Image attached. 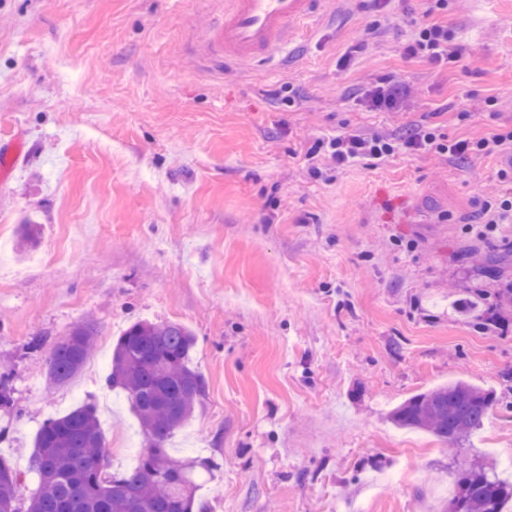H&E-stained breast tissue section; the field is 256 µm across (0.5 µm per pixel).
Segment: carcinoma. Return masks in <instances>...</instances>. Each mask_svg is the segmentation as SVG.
Instances as JSON below:
<instances>
[{
    "instance_id": "1",
    "label": "carcinoma",
    "mask_w": 512,
    "mask_h": 512,
    "mask_svg": "<svg viewBox=\"0 0 512 512\" xmlns=\"http://www.w3.org/2000/svg\"><path fill=\"white\" fill-rule=\"evenodd\" d=\"M97 335L92 320L71 327L50 357L51 384H63L82 369ZM193 345V335L179 323L131 324L112 349L107 383L127 394L150 441L137 466L110 471L96 408L85 403L37 434L33 460L39 484L28 499L18 495L17 470L0 458V512H198L196 468L203 462L173 458L165 448L205 393V379L191 364ZM494 403L492 393L456 381L410 398L389 420L456 449L482 426ZM511 502L512 482L500 480L496 467L477 458L458 474L448 512H504Z\"/></svg>"
}]
</instances>
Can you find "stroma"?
<instances>
[{"label":"stroma","mask_w":512,"mask_h":512,"mask_svg":"<svg viewBox=\"0 0 512 512\" xmlns=\"http://www.w3.org/2000/svg\"><path fill=\"white\" fill-rule=\"evenodd\" d=\"M430 0H320L286 64L218 72L194 52L219 0H0V455L37 486L49 416L93 401L111 471L148 448L107 386L133 322L191 330L206 392L167 442L205 458L202 512H444L469 454L512 457V223L468 232L481 196L512 194V154L400 150L336 166L322 137L434 129L478 141L512 128V0H449L436 15L468 48L438 67L406 56ZM377 31H369V24ZM361 45L351 64L343 59ZM417 89L399 111L365 91ZM501 102L470 112L469 98ZM39 225L21 252V225ZM495 271L477 275L472 255ZM488 295L490 328L455 313ZM92 317L82 370L47 385L48 357ZM497 400L466 452L394 427L390 412L451 381Z\"/></svg>","instance_id":"stroma-1"}]
</instances>
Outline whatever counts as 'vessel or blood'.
I'll return each instance as SVG.
<instances>
[{
	"label": "vessel or blood",
	"instance_id": "obj_1",
	"mask_svg": "<svg viewBox=\"0 0 512 512\" xmlns=\"http://www.w3.org/2000/svg\"><path fill=\"white\" fill-rule=\"evenodd\" d=\"M318 0H224L202 53L217 66L227 61H264L287 52L297 41V26L314 18Z\"/></svg>",
	"mask_w": 512,
	"mask_h": 512
}]
</instances>
